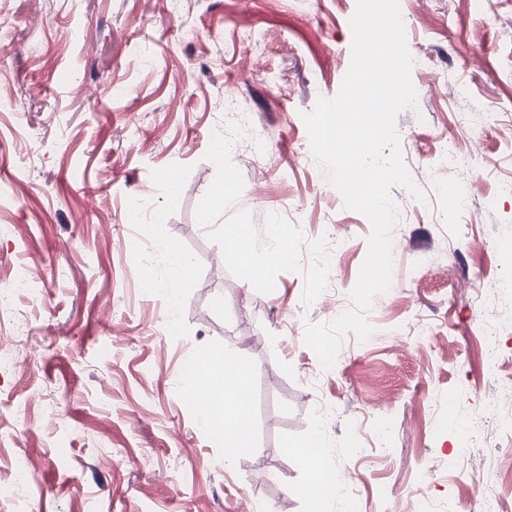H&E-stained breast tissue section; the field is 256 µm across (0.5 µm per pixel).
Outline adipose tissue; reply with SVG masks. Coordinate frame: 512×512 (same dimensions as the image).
<instances>
[{
    "label": "adipose tissue",
    "instance_id": "1",
    "mask_svg": "<svg viewBox=\"0 0 512 512\" xmlns=\"http://www.w3.org/2000/svg\"><path fill=\"white\" fill-rule=\"evenodd\" d=\"M185 375L189 384L187 406L201 415L212 434L222 438L228 456L245 449L251 431L245 404L250 388L249 366L238 357L206 351L187 364ZM294 453L311 474L306 486L310 508L323 512L325 505L339 496L340 488L329 474L321 436L312 434L295 447Z\"/></svg>",
    "mask_w": 512,
    "mask_h": 512
}]
</instances>
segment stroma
Returning a JSON list of instances; mask_svg holds the SVG:
<instances>
[{
  "label": "stroma",
  "instance_id": "35a3bbf8",
  "mask_svg": "<svg viewBox=\"0 0 512 512\" xmlns=\"http://www.w3.org/2000/svg\"><path fill=\"white\" fill-rule=\"evenodd\" d=\"M355 6L0 0V279L25 264L38 288L0 318V512H309L289 449L313 432L350 489L328 512H417L419 489L438 512L512 497L495 429L512 406L481 365L483 322L512 315L493 284L512 271V0H400L427 69L396 126L426 200L391 190L397 291L366 313L374 339L347 335L328 370L303 341L350 307L371 232L301 118L340 88ZM444 141L469 163L439 167ZM155 223L195 267L186 287ZM228 224L250 226L260 258L287 230L294 260L246 279ZM204 349L252 370L249 447L230 461L184 402Z\"/></svg>",
  "mask_w": 512,
  "mask_h": 512
}]
</instances>
